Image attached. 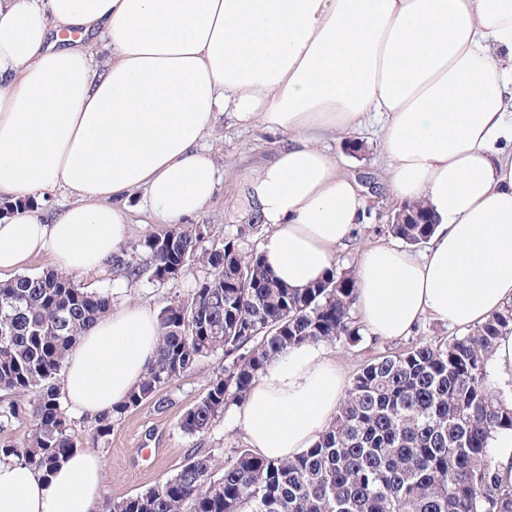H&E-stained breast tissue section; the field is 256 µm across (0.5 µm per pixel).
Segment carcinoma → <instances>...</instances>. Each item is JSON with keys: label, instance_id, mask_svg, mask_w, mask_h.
I'll use <instances>...</instances> for the list:
<instances>
[{"label": "carcinoma", "instance_id": "obj_1", "mask_svg": "<svg viewBox=\"0 0 512 512\" xmlns=\"http://www.w3.org/2000/svg\"><path fill=\"white\" fill-rule=\"evenodd\" d=\"M388 232L409 245L434 230L419 206L402 210ZM208 231L175 228L144 241L151 277L201 263L210 270L192 292L158 315L160 341L143 379L111 412L87 422L96 440L114 416L153 399L198 361L224 352V375L182 415L179 428L204 433L231 406L244 403L266 364L305 342L357 341L350 273H329L302 291L279 282L232 238L203 243ZM113 264L131 280L138 258ZM112 298L55 271L0 283V390L31 396L29 407L0 401V430L30 417L31 429L0 454L42 470L78 448L62 408L57 376L66 355ZM512 334V304L462 336L416 343L376 358L352 379L333 422L315 444L288 461L247 449L212 475L191 459L173 476L107 512H512V484L500 479L491 448L512 429V408L491 381L487 358Z\"/></svg>", "mask_w": 512, "mask_h": 512}]
</instances>
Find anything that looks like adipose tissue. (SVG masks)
Returning a JSON list of instances; mask_svg holds the SVG:
<instances>
[{
    "mask_svg": "<svg viewBox=\"0 0 512 512\" xmlns=\"http://www.w3.org/2000/svg\"><path fill=\"white\" fill-rule=\"evenodd\" d=\"M79 32L58 45V26ZM103 64H96L97 54ZM279 134L245 170L241 218L267 234L258 255L307 288L338 269L367 202L328 140L381 124L391 199L422 205L424 253L359 249L354 309L373 336L423 317L474 328L512 303V0H0V277L49 252L63 273L103 267L134 213L185 224L217 192L204 145L217 113ZM64 189L54 220L29 200ZM158 319L132 303L67 356L62 400L83 420L122 403L153 359ZM346 393L319 343L269 362L237 409L248 445L295 458ZM103 462L89 449L51 471L0 456V512H97Z\"/></svg>",
    "mask_w": 512,
    "mask_h": 512,
    "instance_id": "ef3b65f1",
    "label": "adipose tissue"
}]
</instances>
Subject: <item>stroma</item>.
<instances>
[{"mask_svg":"<svg viewBox=\"0 0 512 512\" xmlns=\"http://www.w3.org/2000/svg\"><path fill=\"white\" fill-rule=\"evenodd\" d=\"M361 152L353 154L339 141L331 148L340 158L345 174L352 178L370 174L385 180L386 165L381 157L380 142L375 128L361 133ZM217 164L221 183L212 201L197 217V224L208 228L215 240L236 238L239 249L246 254L258 252L265 230L263 227L245 229L238 209L242 194L239 174L245 169L259 167L271 161L278 148L276 135L258 127H243L228 116H219L208 140ZM371 216L360 225L354 246L339 253L342 265H352L360 246L389 240L387 224L396 211L389 194L368 198ZM204 267L193 265L179 278L157 282L142 278L128 282L112 267L94 274L81 275L77 284L91 291L111 296L113 308L128 303H144L161 311L170 301L187 296L195 282L206 277ZM455 328L431 318L424 319L407 336L380 339L363 336L360 342L344 341L330 344L329 349L342 369L345 379L355 374L373 359L406 350L414 343H429L455 336ZM224 371L223 354L203 359L188 369L169 388L162 391L168 406L157 410L153 402L115 418L109 435L91 440L82 423H74L75 435L84 448L100 453L104 465L103 495L118 499L145 492L173 475L191 458H204L214 475H222L225 463L232 460L247 442L234 410H226L213 426L202 434L187 435L177 422L183 412L201 398L210 382Z\"/></svg>","mask_w":512,"mask_h":512,"instance_id":"35a3bbf8","label":"stroma"}]
</instances>
